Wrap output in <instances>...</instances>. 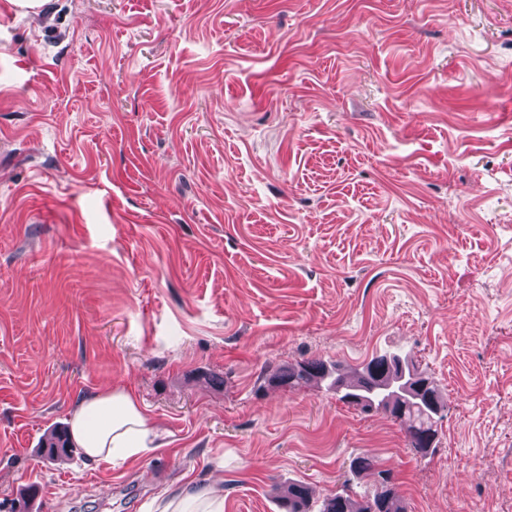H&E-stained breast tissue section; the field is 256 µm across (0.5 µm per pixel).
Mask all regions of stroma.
I'll return each instance as SVG.
<instances>
[{"label":"stroma","instance_id":"obj_1","mask_svg":"<svg viewBox=\"0 0 512 512\" xmlns=\"http://www.w3.org/2000/svg\"><path fill=\"white\" fill-rule=\"evenodd\" d=\"M386 352L448 393L432 454L270 381ZM114 384L162 447L44 458ZM362 454L405 512H512V0H0V504L279 512ZM45 453L50 459L68 455L73 452V444L68 432L64 428L53 430L50 435L45 439L43 444ZM157 512H224L223 475L200 483L189 479L175 490H165ZM282 512H308L309 490L301 482H288L278 489Z\"/></svg>","mask_w":512,"mask_h":512}]
</instances>
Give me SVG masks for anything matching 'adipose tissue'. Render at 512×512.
Segmentation results:
<instances>
[{"label":"adipose tissue","mask_w":512,"mask_h":512,"mask_svg":"<svg viewBox=\"0 0 512 512\" xmlns=\"http://www.w3.org/2000/svg\"><path fill=\"white\" fill-rule=\"evenodd\" d=\"M70 422L84 457L97 462L132 457L162 434L161 427L120 386L87 395L72 410ZM158 512H224L223 476L204 482L189 479L175 490L164 491Z\"/></svg>","instance_id":"obj_1"}]
</instances>
